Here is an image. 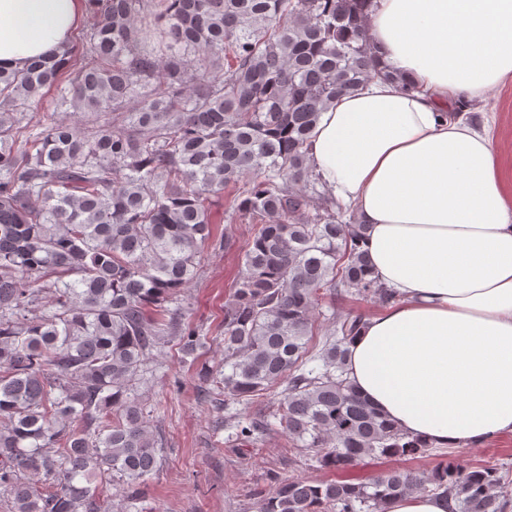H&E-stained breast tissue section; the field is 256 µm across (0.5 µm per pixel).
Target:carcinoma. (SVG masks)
Returning <instances> with one entry per match:
<instances>
[{"label": "carcinoma", "mask_w": 512, "mask_h": 512, "mask_svg": "<svg viewBox=\"0 0 512 512\" xmlns=\"http://www.w3.org/2000/svg\"><path fill=\"white\" fill-rule=\"evenodd\" d=\"M366 0H89L101 20L59 57L0 67V489L10 512H111L143 494L163 436L137 384L153 352L197 360L204 331L180 293L196 279L215 200L247 221L224 364L202 366L199 401L262 403L282 388L280 422L325 469L415 458L408 440L345 374L364 315L322 301L396 296L370 277L362 225L308 163L311 133L341 95L394 73L375 63ZM69 79L72 121L33 107ZM50 293L48 305L41 293ZM269 421L239 420L255 443ZM450 512H509L501 468L448 456L430 473L369 482L294 478L258 512H385L408 492Z\"/></svg>", "instance_id": "obj_1"}]
</instances>
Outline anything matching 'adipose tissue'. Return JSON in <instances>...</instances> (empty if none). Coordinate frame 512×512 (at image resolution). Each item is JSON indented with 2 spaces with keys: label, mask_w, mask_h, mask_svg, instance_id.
<instances>
[{
  "label": "adipose tissue",
  "mask_w": 512,
  "mask_h": 512,
  "mask_svg": "<svg viewBox=\"0 0 512 512\" xmlns=\"http://www.w3.org/2000/svg\"><path fill=\"white\" fill-rule=\"evenodd\" d=\"M87 14L0 0V67L60 53ZM365 34L397 78L341 96L308 148L400 296L351 341L346 376L403 432L477 446L512 434V178L492 122L449 114L512 80V0H373Z\"/></svg>",
  "instance_id": "adipose-tissue-1"
}]
</instances>
